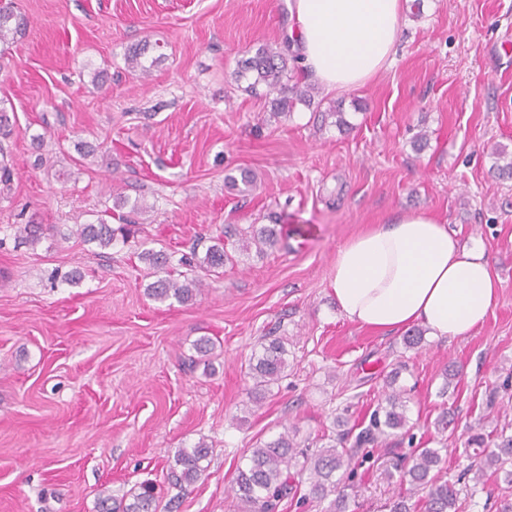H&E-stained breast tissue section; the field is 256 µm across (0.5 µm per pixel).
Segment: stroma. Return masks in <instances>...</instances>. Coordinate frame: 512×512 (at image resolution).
Instances as JSON below:
<instances>
[{
  "instance_id": "stroma-1",
  "label": "stroma",
  "mask_w": 512,
  "mask_h": 512,
  "mask_svg": "<svg viewBox=\"0 0 512 512\" xmlns=\"http://www.w3.org/2000/svg\"><path fill=\"white\" fill-rule=\"evenodd\" d=\"M16 3L28 27L0 58L13 122L0 155L14 169L0 192V512H96L101 488L146 480L177 512H244L230 487L257 442L294 426L315 449L336 417L368 423L396 368L408 428L356 467L350 512H385L398 487L386 464L417 448L446 449L440 475L457 481L487 411L512 435V178L494 159L512 152V0L409 2L389 67L288 116L236 80L240 60L287 32L288 0ZM141 44L145 78L125 64ZM334 107L349 129L321 121ZM80 141L95 150L81 163ZM244 170L247 193L230 182ZM119 191L141 204L127 244L73 235ZM402 210L484 244L499 289L474 336L409 349L341 315L337 248ZM29 223L47 227L34 248L14 234ZM264 224L283 237L263 254L224 234ZM218 236L235 261L199 270L194 301L148 296L158 275L141 251L178 259ZM203 336L215 348L200 358ZM265 336L284 338L288 369L257 405L249 359ZM201 439L205 476L176 493L174 455Z\"/></svg>"
}]
</instances>
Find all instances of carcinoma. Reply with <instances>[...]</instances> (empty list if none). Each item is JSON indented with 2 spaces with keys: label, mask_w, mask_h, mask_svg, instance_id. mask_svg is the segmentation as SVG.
Here are the masks:
<instances>
[{
  "label": "carcinoma",
  "mask_w": 512,
  "mask_h": 512,
  "mask_svg": "<svg viewBox=\"0 0 512 512\" xmlns=\"http://www.w3.org/2000/svg\"><path fill=\"white\" fill-rule=\"evenodd\" d=\"M26 26V18L14 0H0V48L14 42ZM144 55L145 49L141 47L130 49L126 56L128 70L148 74L150 67L144 64ZM290 60L294 62L296 58L282 44H263L243 61L237 79H247L245 91L269 99L273 111L287 115L299 104L311 106L319 94V88L313 84L292 81L287 69ZM111 217L112 213L106 211L94 222L76 225L74 234L101 248H108L119 239L127 243L133 235L131 225L114 227L109 223ZM45 231L47 228L42 224L17 227L19 237L31 245L39 243ZM281 235L282 231L275 224L253 227L249 242L261 254L278 245ZM140 259L158 272L165 273L170 266V257L162 251L145 249L140 253ZM230 261L232 256L224 251V243L218 241L207 248L203 258L196 260V266L209 271L222 268ZM201 287L202 281L196 278L181 283L163 276L150 284L148 295L161 302L173 299L184 304L191 301ZM286 355L282 337L267 336L260 343L259 354L249 363L254 403H260L271 386L285 377L288 367ZM395 384L394 378L386 383L389 392L373 410L367 426L356 434L351 428L343 430L337 434L334 445L309 453L295 442L297 430L287 428L275 438L257 445L246 464L238 468L235 486L232 487L236 498L247 505L250 512H277L280 502L291 493L293 482L304 475L313 498L320 502L330 499L326 512H348L349 495L337 489L341 479L336 477V472L350 470L355 455L359 453L365 459L370 458L371 453L366 451V447L383 442L392 432L407 426L406 390L395 388ZM351 436L354 442L347 448L345 443ZM467 443L471 452L466 474L472 476L475 483L483 481L488 473L502 474L504 482L512 487V436H502L496 442L485 434L484 422L480 421L471 428ZM210 453L211 448L202 439L190 449H178L174 457L175 467L170 471L172 484L184 491L197 483L204 473L202 461ZM441 461L440 448H418L409 458L395 460L393 468L399 472V485L409 484L419 497L414 502L412 496L400 491L392 497L389 512H459L460 490L456 484L433 474ZM96 509L97 512H158L156 486L144 481L120 496L103 490L99 493Z\"/></svg>",
  "instance_id": "cac0c4a2"
}]
</instances>
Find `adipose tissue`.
<instances>
[{
	"instance_id": "obj_1",
	"label": "adipose tissue",
	"mask_w": 512,
	"mask_h": 512,
	"mask_svg": "<svg viewBox=\"0 0 512 512\" xmlns=\"http://www.w3.org/2000/svg\"><path fill=\"white\" fill-rule=\"evenodd\" d=\"M292 51L326 91L370 81L391 59L403 0H289ZM348 321L382 333L420 325L445 339L474 335L495 305L497 278L481 247L461 243L424 211H402L336 251L330 281Z\"/></svg>"
}]
</instances>
